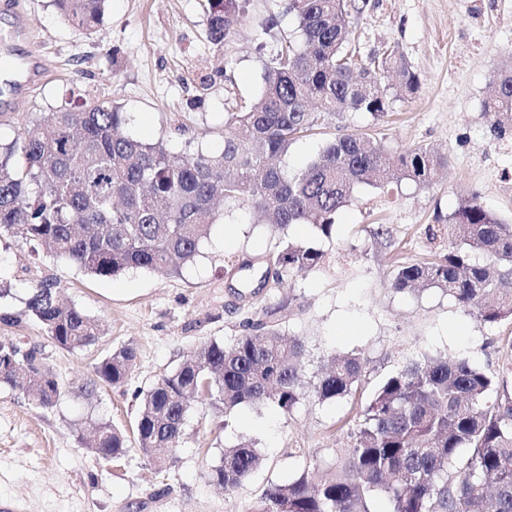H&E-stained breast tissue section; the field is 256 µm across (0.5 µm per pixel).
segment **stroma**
Returning a JSON list of instances; mask_svg holds the SVG:
<instances>
[{"label": "stroma", "mask_w": 512, "mask_h": 512, "mask_svg": "<svg viewBox=\"0 0 512 512\" xmlns=\"http://www.w3.org/2000/svg\"><path fill=\"white\" fill-rule=\"evenodd\" d=\"M204 0H109L89 35L74 30L52 0H0V41L13 57L38 53L45 78L9 96L0 112V145L60 107L106 101L127 117V134L217 150L232 101L254 100L265 65L282 43L300 42L288 0H243L233 40L216 49L206 34ZM30 21L28 38H14L16 13ZM275 19L272 33L262 24ZM361 56L395 49L419 75L411 95L391 82L382 120L346 113L322 133L301 138L284 162L303 168L325 135L362 132L393 152L426 145L448 157L446 171L427 187L402 179L385 188H359L336 215L332 239L295 225L282 232L239 206L222 207L196 260L176 274L131 269L98 278L76 266L35 255L28 242L0 236V339L36 349L57 377L61 394L50 407L0 386V507L11 512H246L267 486L300 474L317 481L336 472L354 443V428L376 388L404 363L425 354L467 355L489 370L512 367V321L480 323L437 289L398 293L396 265L447 252L448 239L429 240L436 214H448L471 194L512 220V141L489 131L484 103L493 69L512 58V0H367L349 16ZM391 236L374 238L378 225ZM316 242L321 265L284 282L261 281L272 255L288 242ZM249 261L255 275L240 289L232 264ZM57 281L64 301L99 319L97 342L71 351L26 316L30 289ZM267 323L303 339L306 376L327 356L360 352L368 358L360 389L339 400H302L290 414L273 405L231 413L195 407L173 459L158 467L137 445L127 456L98 464L85 445L107 422L131 430L137 390L173 372L200 345L232 343L250 324ZM136 364L124 384L93 383V367L123 346ZM254 441L262 463L237 488L224 490L208 474L226 445Z\"/></svg>", "instance_id": "obj_1"}]
</instances>
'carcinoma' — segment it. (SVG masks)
<instances>
[{"instance_id":"obj_1","label":"carcinoma","mask_w":512,"mask_h":512,"mask_svg":"<svg viewBox=\"0 0 512 512\" xmlns=\"http://www.w3.org/2000/svg\"><path fill=\"white\" fill-rule=\"evenodd\" d=\"M78 31H91L107 0H53ZM207 37L217 48L239 22L238 0H206ZM351 0H289L304 41L288 44L265 65L259 96L236 106L224 121L220 150L169 152L123 132V113L108 102L55 112L50 124L33 123L0 148V234L43 246L91 275L117 276L131 268L176 273L199 255L216 220L215 201L271 215L285 231L313 226L331 238L336 213L356 187L381 188L390 171L420 186L432 184L447 157L424 145L390 153L361 133L328 137L307 168L279 164L290 146L347 112L378 119L387 113L382 72L412 94L418 75L403 55L353 62ZM494 95L484 111L494 138L512 136V59L496 65ZM448 253L400 265L391 288L398 293L438 288L484 324L512 319V223L473 195L446 216ZM323 251L313 243H287L276 255L273 278L312 270ZM28 315L61 347L80 350L102 335L100 323L57 299V283L38 282L26 301ZM304 340L258 324L226 345L210 341L170 374L139 393L138 449L180 446L194 403L221 405L224 413L275 404L289 414L304 398L341 399L365 377L359 352L330 355L313 382L303 373ZM136 360L131 346L97 363L100 380L120 385ZM509 369L489 371L465 356L424 355L381 382L357 424L353 448L336 475L313 483L307 476L272 484L249 512H368L382 492L391 512H512V400L499 396ZM18 389L41 406L60 395L53 373L14 343L0 341V385ZM109 464L128 452L125 433L100 423L86 440ZM462 448L471 455L453 474ZM250 440L224 449L212 480L233 489L259 465Z\"/></svg>"}]
</instances>
